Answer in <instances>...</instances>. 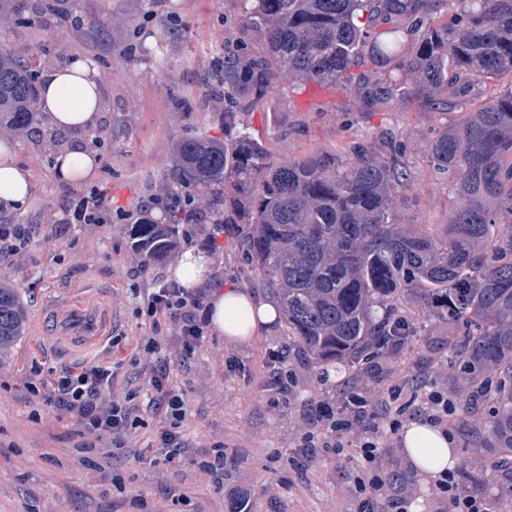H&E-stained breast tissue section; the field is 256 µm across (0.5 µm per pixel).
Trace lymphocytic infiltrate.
I'll return each mask as SVG.
<instances>
[{"instance_id":"f902f5d3","label":"lymphocytic infiltrate","mask_w":512,"mask_h":512,"mask_svg":"<svg viewBox=\"0 0 512 512\" xmlns=\"http://www.w3.org/2000/svg\"><path fill=\"white\" fill-rule=\"evenodd\" d=\"M202 305L201 294L173 282L155 281L151 291L142 298L141 313L150 323H157L165 317L175 325L177 339L185 353H192L204 336L203 324L197 318ZM146 353L153 355L149 368L148 383L155 392V401L164 412L167 422L158 432L155 446L165 456L172 457L180 451L182 443L178 430L186 416L185 402L169 380V374L159 354L161 343L148 338L144 344ZM108 376L105 366H94L81 372L65 370L53 380H39L31 384L28 392L36 411H48L60 417L72 419L81 434L92 440L91 448L100 460L110 462L114 449L124 447L139 418L136 393L129 392L123 398L102 394L100 383ZM388 397L396 405L395 415L388 422L387 435H396L404 418L426 414L435 425H443L453 411L454 402L447 390L432 386L424 393L422 400L409 399L405 388L393 385L387 389ZM369 402L360 388L344 393L340 407L321 403L317 418L320 429L329 431L330 436L319 439L314 433L303 436L300 446L303 454H310L315 448L337 447L338 434L354 428L361 429L362 437L356 448L364 465L355 479L357 512H379L382 493L389 479L379 460L384 446V436L377 428L367 425ZM437 495L446 512H487L485 499L461 490L458 474L447 471L435 483Z\"/></svg>"}]
</instances>
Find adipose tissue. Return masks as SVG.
<instances>
[{
    "mask_svg": "<svg viewBox=\"0 0 512 512\" xmlns=\"http://www.w3.org/2000/svg\"><path fill=\"white\" fill-rule=\"evenodd\" d=\"M106 100L101 73L92 60L75 57L44 76L38 108L45 113L49 129L67 138L65 148L55 156L54 171L59 179L78 185L96 170L98 155L87 148L82 135L101 123ZM29 193L28 175L18 166L13 146L1 141L0 199L19 204ZM204 314L217 334L235 343L249 342L268 331L280 316L274 304L230 286L210 288ZM402 445L427 477H438L453 464L450 436L426 422L406 424Z\"/></svg>",
    "mask_w": 512,
    "mask_h": 512,
    "instance_id": "obj_1",
    "label": "adipose tissue"
}]
</instances>
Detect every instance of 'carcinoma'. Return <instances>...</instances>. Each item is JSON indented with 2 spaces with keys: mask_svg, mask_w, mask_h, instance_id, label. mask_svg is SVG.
<instances>
[{
  "mask_svg": "<svg viewBox=\"0 0 512 512\" xmlns=\"http://www.w3.org/2000/svg\"><path fill=\"white\" fill-rule=\"evenodd\" d=\"M244 0L243 28L264 39L269 54L224 46L217 71L224 87V130L249 111L278 76L291 82H338L363 52V16L389 25L373 52L384 70L367 97L407 103L444 83L448 108L462 113L428 144L435 176L462 199L444 238L405 231L392 191L406 186L407 168L360 149L345 162L308 158L268 162L265 145L245 132L219 141H183L179 165L205 187L234 196L214 224H247V248L263 285L275 291L289 332L318 362L359 358L381 336H404L400 294L422 286L436 316L465 327L461 357L469 374L490 363L512 380V237L491 244L495 224L512 223V91L477 108V80L512 72V0ZM419 73V83L406 75ZM37 77L27 60L0 50V125L21 135L42 122ZM177 225L143 218L134 225L136 250L164 258ZM27 312L17 292L0 286V349L23 335ZM491 433L503 450L489 479L512 488V391L501 400Z\"/></svg>",
  "mask_w": 512,
  "mask_h": 512,
  "instance_id": "carcinoma-1",
  "label": "carcinoma"
}]
</instances>
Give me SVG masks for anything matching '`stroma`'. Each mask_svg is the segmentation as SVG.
Segmentation results:
<instances>
[{"label": "stroma", "instance_id": "1", "mask_svg": "<svg viewBox=\"0 0 512 512\" xmlns=\"http://www.w3.org/2000/svg\"><path fill=\"white\" fill-rule=\"evenodd\" d=\"M36 2L14 0V11H0V47L29 60L40 76L73 56L95 61L109 109L92 145L100 166L78 186L58 179L47 164L48 127L31 140L0 126V141L13 142L33 185L23 205L0 203V222L39 229L21 261L0 262V285L16 288L29 313L23 336L0 352V512H237V491L248 499L244 512H355L352 479L362 463L352 450L360 431L341 435L342 451L320 448L308 461L299 459L296 447L313 430L319 401L336 396L345 383L361 386L378 407L388 399V385L416 377L447 388L454 401L448 434L463 484L486 496L489 512H512V491L487 479L502 454L490 432L494 401L473 395L479 380H495L497 373L484 366L475 380L463 372L452 355L462 330L429 315L425 289L415 288L403 304L414 319L413 336L398 355L381 360L376 374L360 361L342 368L315 363L282 322L247 344L205 330L188 354L172 342L176 328L168 319L154 328L142 316V293L155 280H171L176 258L147 262L134 250L139 217L170 224V196L189 197L202 217L191 243L208 245L207 217L217 208L216 197L198 184L178 183L176 148L186 137L224 135V90L214 75L225 41L244 40L253 55L267 51L265 42L243 38L239 0H69L84 21L78 29L47 12L33 13ZM351 72L348 82L292 86L276 80L256 108L240 113V123L266 143L277 165L312 156L343 159L355 142L382 156L387 139L402 140L411 181L394 191V211L412 231L443 236L459 196L433 175L427 147L458 118L444 104L445 91L432 89L429 104L369 107L357 83L378 72L370 51ZM97 189L111 199L116 215L108 224L76 223L81 196ZM247 233V225L226 226L212 252L213 279L273 300L251 263ZM101 296L112 319L103 343L82 351L70 337L37 334L42 313L56 300L80 313ZM155 332L170 339L161 357L187 405L179 456L167 460L156 451L155 435L165 420L150 406L129 447L117 450L102 470L80 464L81 439L70 419H30L26 382L54 378L65 367L99 361L111 366L117 393L142 388L150 357L137 344ZM280 373L292 382L278 396L267 385ZM219 455L223 468L201 480V464ZM381 465L391 477L387 494L438 512L435 485L413 467L400 436L387 442Z\"/></svg>", "mask_w": 512, "mask_h": 512}]
</instances>
